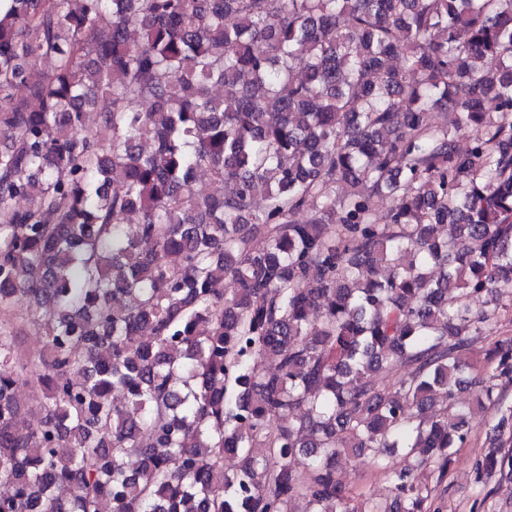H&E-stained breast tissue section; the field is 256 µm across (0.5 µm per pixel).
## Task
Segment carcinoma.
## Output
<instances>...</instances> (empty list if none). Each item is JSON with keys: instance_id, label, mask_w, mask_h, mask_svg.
<instances>
[{"instance_id": "1", "label": "carcinoma", "mask_w": 512, "mask_h": 512, "mask_svg": "<svg viewBox=\"0 0 512 512\" xmlns=\"http://www.w3.org/2000/svg\"><path fill=\"white\" fill-rule=\"evenodd\" d=\"M508 305L512 0L0 14V512H428L491 406L512 474ZM339 477L350 496L360 500L372 495L384 498L388 493L389 483L386 473L372 459H343L338 470Z\"/></svg>"}]
</instances>
